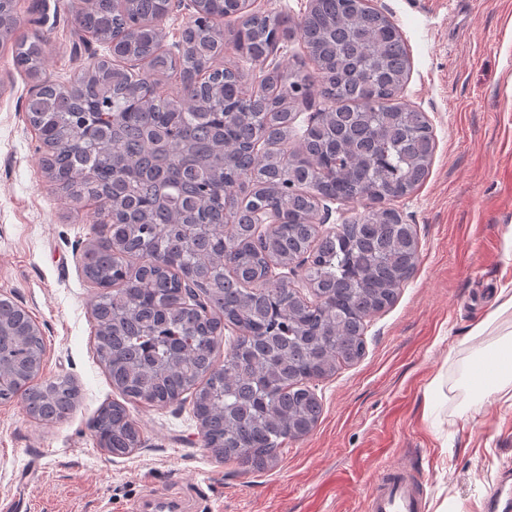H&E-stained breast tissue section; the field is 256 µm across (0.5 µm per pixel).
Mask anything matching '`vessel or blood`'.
<instances>
[{
	"label": "vessel or blood",
	"instance_id": "vessel-or-blood-1",
	"mask_svg": "<svg viewBox=\"0 0 512 512\" xmlns=\"http://www.w3.org/2000/svg\"><path fill=\"white\" fill-rule=\"evenodd\" d=\"M421 481L412 471L394 468L379 473L365 494L366 512H423Z\"/></svg>",
	"mask_w": 512,
	"mask_h": 512
}]
</instances>
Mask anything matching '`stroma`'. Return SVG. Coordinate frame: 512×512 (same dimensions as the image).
<instances>
[{
	"label": "stroma",
	"mask_w": 512,
	"mask_h": 512,
	"mask_svg": "<svg viewBox=\"0 0 512 512\" xmlns=\"http://www.w3.org/2000/svg\"><path fill=\"white\" fill-rule=\"evenodd\" d=\"M398 27L410 71L400 98L424 112L435 140L429 173L391 200L417 231L418 262L394 304L368 318L366 354L317 381L315 428L257 471L216 460L198 435L191 398L129 404L140 445L125 457L96 446L88 421L119 400L94 354L95 286L82 271L96 203L57 193L25 105L33 83L16 42L46 38L43 80L67 84L104 44L74 34L73 0H19L0 45V298L16 302L45 341L42 378L71 379L80 404L46 424L21 399L0 404V501L12 512H133L145 495L189 496L188 512H363L382 467L423 477L424 512H488L492 486L512 485V405L492 398L458 415L463 358L512 286V0H371ZM444 376L448 403L429 387Z\"/></svg>",
	"instance_id": "1"
}]
</instances>
